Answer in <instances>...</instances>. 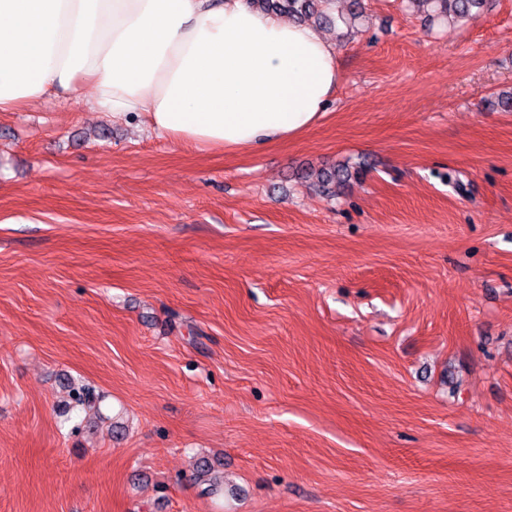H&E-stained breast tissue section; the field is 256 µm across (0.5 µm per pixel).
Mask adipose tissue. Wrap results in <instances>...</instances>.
<instances>
[{"mask_svg": "<svg viewBox=\"0 0 512 512\" xmlns=\"http://www.w3.org/2000/svg\"><path fill=\"white\" fill-rule=\"evenodd\" d=\"M339 51L247 0H0V112L91 90L178 145L253 151L325 112Z\"/></svg>", "mask_w": 512, "mask_h": 512, "instance_id": "ef3b65f1", "label": "adipose tissue"}]
</instances>
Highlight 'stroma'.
I'll return each instance as SVG.
<instances>
[{
	"instance_id": "obj_1",
	"label": "stroma",
	"mask_w": 512,
	"mask_h": 512,
	"mask_svg": "<svg viewBox=\"0 0 512 512\" xmlns=\"http://www.w3.org/2000/svg\"><path fill=\"white\" fill-rule=\"evenodd\" d=\"M365 3L257 151L0 112V512H512V0ZM430 5L434 12L451 19H467L480 9L485 0H409ZM361 174V168H354L352 171L349 166L321 169L316 176L314 184L319 191L329 195L335 192L336 182L339 184L346 183L352 179H358Z\"/></svg>"
}]
</instances>
